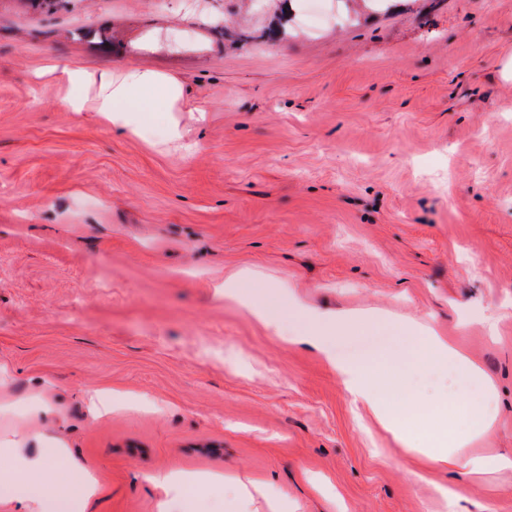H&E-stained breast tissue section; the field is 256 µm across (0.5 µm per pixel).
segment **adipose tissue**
Instances as JSON below:
<instances>
[{
    "instance_id": "1",
    "label": "adipose tissue",
    "mask_w": 512,
    "mask_h": 512,
    "mask_svg": "<svg viewBox=\"0 0 512 512\" xmlns=\"http://www.w3.org/2000/svg\"><path fill=\"white\" fill-rule=\"evenodd\" d=\"M65 75L70 87L66 99L68 107L79 110L85 104H92L94 111L99 112L104 120L136 135L144 133V122L152 114L181 109L183 92L179 81L148 68L129 65L100 74L69 69ZM292 316L305 324L303 330L292 331L293 340L317 349L341 377L355 410L372 413L408 451L419 453L430 464L465 469L471 473L512 467V457L507 455H462V448L473 439L488 434L491 425L487 419L478 423L469 421L464 392L449 394L427 420L406 422L400 412L386 406L379 386L365 374L363 366L357 361L337 357L328 342V333L355 322V315L321 312L299 303ZM399 325L402 330L417 333L426 344L425 354L415 356L411 361L412 367L425 364L453 366L459 371L463 383L478 385L486 401H493V385L463 352L439 336L434 328L408 319L400 320ZM39 439L35 432L27 438L0 439V455L11 459L14 466L13 472L0 478L12 487L7 500L12 512H48V501L34 495L31 486L57 460L67 456L62 447L28 448V441ZM142 479L162 491L161 512H173L174 508L187 506V496L193 491L204 493L212 487L224 485L239 495L248 496L257 488L256 482L245 483L220 472L170 470L146 473Z\"/></svg>"
}]
</instances>
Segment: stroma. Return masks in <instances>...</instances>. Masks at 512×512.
I'll list each match as a JSON object with an SVG mask.
<instances>
[{
  "mask_svg": "<svg viewBox=\"0 0 512 512\" xmlns=\"http://www.w3.org/2000/svg\"><path fill=\"white\" fill-rule=\"evenodd\" d=\"M51 63L176 78L181 139L65 106ZM509 63L512 0H0V363L96 472L87 512H158L140 475L170 470L263 479L289 512H512V468L407 452L320 354L213 297L244 269L283 318L376 312L333 339L370 372L419 348L393 317L433 324L497 392L469 452L512 453Z\"/></svg>",
  "mask_w": 512,
  "mask_h": 512,
  "instance_id": "obj_1",
  "label": "stroma"
}]
</instances>
